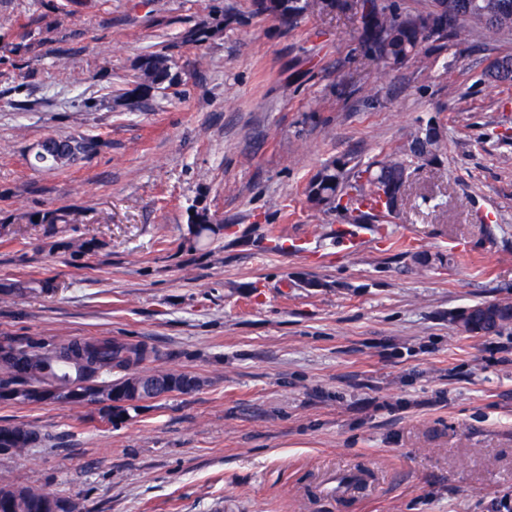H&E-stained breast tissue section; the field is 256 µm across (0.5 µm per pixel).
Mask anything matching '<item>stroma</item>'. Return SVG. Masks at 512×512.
Returning <instances> with one entry per match:
<instances>
[{"mask_svg": "<svg viewBox=\"0 0 512 512\" xmlns=\"http://www.w3.org/2000/svg\"><path fill=\"white\" fill-rule=\"evenodd\" d=\"M202 25L221 33L185 43ZM153 52L176 79L127 107ZM510 52L512 37L469 31L386 71L355 16L317 6L288 27L249 0H0V280L56 286L0 299V336L145 344L146 371L202 381L113 424L94 406L0 403V426L44 436L0 455V483L78 512H512V335L452 321L512 299V84L479 81ZM432 118L446 148L414 175L391 243L356 226L348 250L308 179ZM73 135L98 153L31 167L34 144ZM39 208L105 249L41 253L43 227L22 219ZM197 209L223 229L192 249ZM408 247L449 261L415 266ZM358 465L366 490L319 496Z\"/></svg>", "mask_w": 512, "mask_h": 512, "instance_id": "obj_1", "label": "stroma"}]
</instances>
